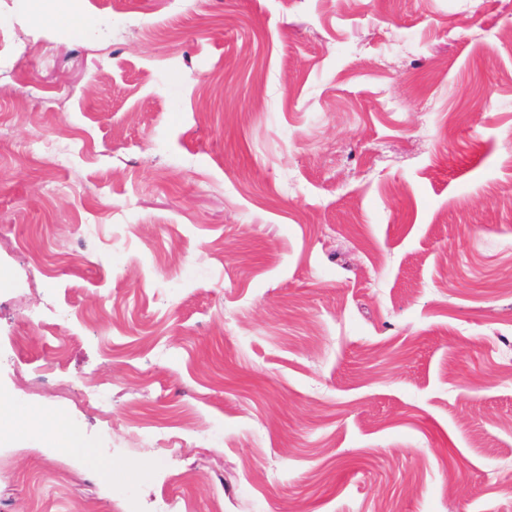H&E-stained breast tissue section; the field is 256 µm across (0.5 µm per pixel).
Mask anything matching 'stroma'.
<instances>
[{
	"mask_svg": "<svg viewBox=\"0 0 512 512\" xmlns=\"http://www.w3.org/2000/svg\"><path fill=\"white\" fill-rule=\"evenodd\" d=\"M52 4L0 0V390L112 474L0 445V512H512V0Z\"/></svg>",
	"mask_w": 512,
	"mask_h": 512,
	"instance_id": "35a3bbf8",
	"label": "stroma"
}]
</instances>
